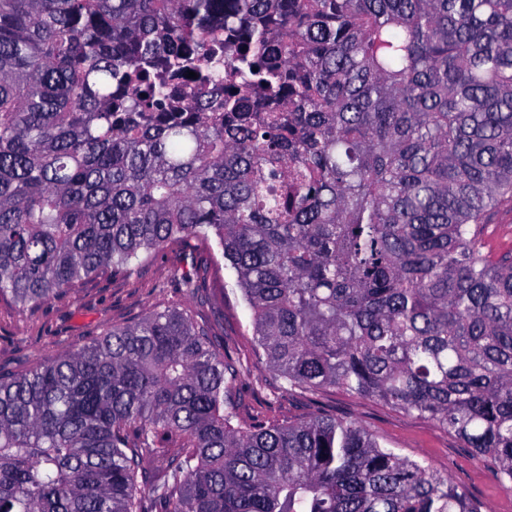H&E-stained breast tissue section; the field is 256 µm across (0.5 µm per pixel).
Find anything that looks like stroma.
Wrapping results in <instances>:
<instances>
[{
  "label": "stroma",
  "instance_id": "1",
  "mask_svg": "<svg viewBox=\"0 0 512 512\" xmlns=\"http://www.w3.org/2000/svg\"><path fill=\"white\" fill-rule=\"evenodd\" d=\"M207 281L208 300L199 320L220 324L225 347L247 364L238 382L241 421H298L315 411L361 420L386 446L426 462L434 471L452 472L456 482L478 500L482 512H512V493L502 489L490 468L474 459L458 438L433 421L338 388L315 394L278 391L277 380L254 355L250 313L240 293L225 288L230 274L218 248ZM182 248L172 244L155 253L139 276L95 277L70 297L27 313L0 301V367L19 369L48 362L92 341L113 325L148 315L157 306L177 302Z\"/></svg>",
  "mask_w": 512,
  "mask_h": 512
}]
</instances>
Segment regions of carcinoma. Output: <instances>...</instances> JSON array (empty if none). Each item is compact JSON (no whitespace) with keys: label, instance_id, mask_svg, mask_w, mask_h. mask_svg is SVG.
I'll return each mask as SVG.
<instances>
[{"label":"carcinoma","instance_id":"cac0c4a2","mask_svg":"<svg viewBox=\"0 0 512 512\" xmlns=\"http://www.w3.org/2000/svg\"><path fill=\"white\" fill-rule=\"evenodd\" d=\"M504 206L512 0H0L1 300L213 241L289 390L428 418L512 492ZM183 260L180 302L0 368V512H481L356 419L238 421ZM493 224H487V247L493 252H503L512 248V212L501 210Z\"/></svg>","mask_w":512,"mask_h":512}]
</instances>
